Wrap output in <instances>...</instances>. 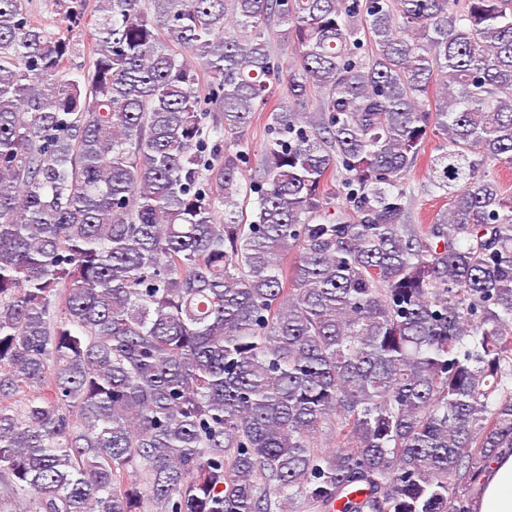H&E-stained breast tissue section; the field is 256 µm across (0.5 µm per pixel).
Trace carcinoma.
<instances>
[{"label": "carcinoma", "instance_id": "1", "mask_svg": "<svg viewBox=\"0 0 512 512\" xmlns=\"http://www.w3.org/2000/svg\"><path fill=\"white\" fill-rule=\"evenodd\" d=\"M95 12L78 73L82 0H0V512H471L512 449V0ZM30 13L42 23L46 24L49 29H55V25L63 11L58 0H27ZM435 139L429 140L424 146V155L416 167L407 174L404 187L410 195L408 216L410 224H430L439 209L446 208L447 201L439 197L440 193H432L427 179L426 159L436 154Z\"/></svg>", "mask_w": 512, "mask_h": 512}]
</instances>
